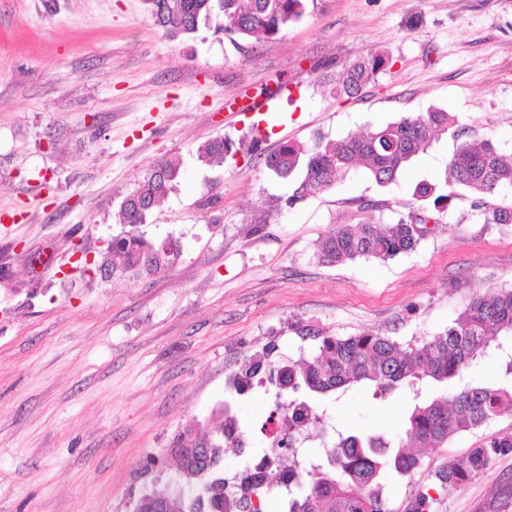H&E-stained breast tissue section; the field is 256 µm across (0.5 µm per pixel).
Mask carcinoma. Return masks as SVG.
I'll list each match as a JSON object with an SVG mask.
<instances>
[{"mask_svg":"<svg viewBox=\"0 0 512 512\" xmlns=\"http://www.w3.org/2000/svg\"><path fill=\"white\" fill-rule=\"evenodd\" d=\"M308 0H152L156 25L174 33L192 34L200 24L224 16V33L232 42L261 43L281 34L300 20ZM382 53L371 54L344 69L333 87L336 96L352 97L375 80L387 66ZM456 118L443 108L408 114L366 132L350 134L312 145L285 142L264 155V167L281 178L296 172L302 179L289 201L327 191L351 170L362 167L379 186L395 182L406 165L426 152L434 136L454 124ZM236 155L235 143L215 138L199 148V159L221 166ZM179 157L160 161L120 204L118 221L124 226L108 245L103 264L114 277L127 274L156 276L167 272L174 257L164 249L166 238L148 239L140 231L148 215L178 184ZM448 193L429 182L416 184L414 195L443 209L463 189L477 197V209L485 224H512V203L499 199L512 187V164L504 161L490 139L462 141L445 169ZM425 219L412 214L390 224H339L316 245L319 262L328 265L356 260L386 262L413 250L423 234L415 225ZM499 357L503 380L476 383L470 370L485 357ZM277 366L261 359L247 360L230 373L228 383L238 391L259 378L269 381ZM289 375L298 390L321 397L338 390L369 387L386 397L403 387L413 390V405L405 417L404 431L397 436L345 435L326 438L321 417L305 400L290 399L275 405L288 418V447L296 448L309 430L322 438V455L301 470L290 469L280 489L287 498V512H435L433 485L442 489L461 486L487 469L497 458L512 455V435L495 436L468 450L459 461L428 464V483L419 486L402 507L394 506L385 493L390 474L411 478L423 467L424 453L436 454L459 433L471 432L512 412V287L491 290L471 300L444 331L407 349L391 336H323L309 357L289 362ZM220 422L214 426L194 420L173 442L183 459V486L166 493H146L133 512H151L157 498L168 501L169 512H226L224 497V449L240 445L235 418L216 408ZM336 452V483L328 485L321 466Z\"/></svg>","mask_w":512,"mask_h":512,"instance_id":"cac0c4a2","label":"carcinoma"}]
</instances>
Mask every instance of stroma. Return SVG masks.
Wrapping results in <instances>:
<instances>
[{
  "label": "stroma",
  "instance_id": "stroma-1",
  "mask_svg": "<svg viewBox=\"0 0 512 512\" xmlns=\"http://www.w3.org/2000/svg\"><path fill=\"white\" fill-rule=\"evenodd\" d=\"M213 19L188 36L147 0H0V512H133L182 478L170 443L230 403L245 452L270 444L273 396L227 378L245 359L309 355L317 335L442 332L475 296L512 287V226L483 223L460 192L412 251L319 263L339 224L418 212L460 140L512 157V0H310L274 39L233 44ZM388 65L354 97L330 89L350 62ZM272 99L274 112L240 111ZM442 108L436 135L397 181L354 171L295 206L299 176L267 172L282 142L312 144ZM263 137L224 166L198 149ZM182 175L142 230L180 238L175 266L112 279L100 267L123 198L163 158ZM408 391H339L320 402L346 432L398 433ZM512 434V413L452 438L442 458ZM438 512H512V455L440 493Z\"/></svg>",
  "mask_w": 512,
  "mask_h": 512
}]
</instances>
